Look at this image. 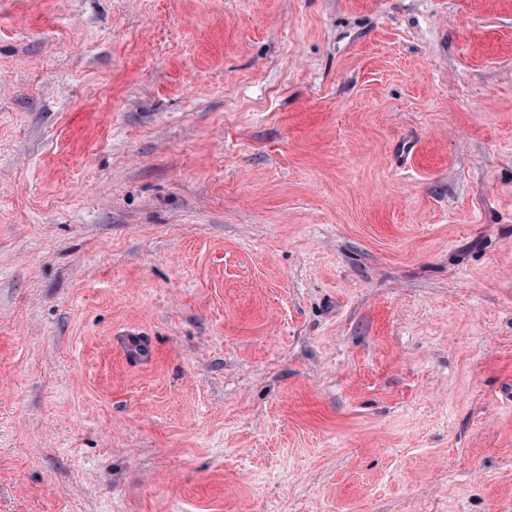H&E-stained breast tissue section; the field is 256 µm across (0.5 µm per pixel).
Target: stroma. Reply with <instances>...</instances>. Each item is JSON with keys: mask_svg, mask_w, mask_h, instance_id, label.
I'll return each instance as SVG.
<instances>
[{"mask_svg": "<svg viewBox=\"0 0 512 512\" xmlns=\"http://www.w3.org/2000/svg\"><path fill=\"white\" fill-rule=\"evenodd\" d=\"M0 512H512V0H0Z\"/></svg>", "mask_w": 512, "mask_h": 512, "instance_id": "stroma-1", "label": "stroma"}]
</instances>
